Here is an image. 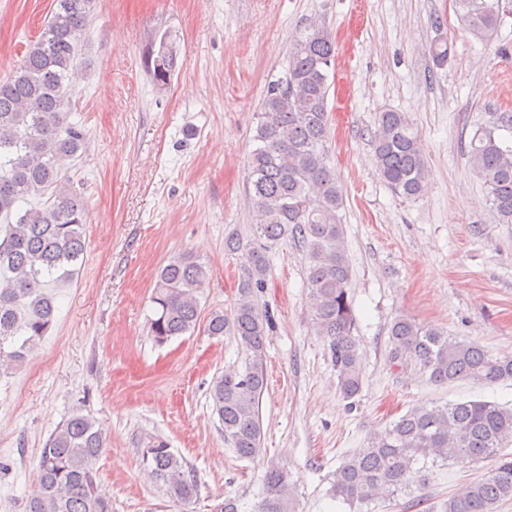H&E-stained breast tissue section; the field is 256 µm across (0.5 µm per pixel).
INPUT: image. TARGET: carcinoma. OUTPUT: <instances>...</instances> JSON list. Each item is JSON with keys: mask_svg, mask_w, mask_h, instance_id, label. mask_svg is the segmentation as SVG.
Masks as SVG:
<instances>
[{"mask_svg": "<svg viewBox=\"0 0 512 512\" xmlns=\"http://www.w3.org/2000/svg\"><path fill=\"white\" fill-rule=\"evenodd\" d=\"M53 3L51 17L19 67L0 79V369L17 366L24 350L46 336L56 311L47 287L73 278L86 248V209L61 163L77 157L87 144L85 128L68 121L65 108L80 71L81 37L94 0ZM454 6L468 31L488 43L512 15V0H454ZM335 48L327 28L311 25L293 45L284 77L270 82L258 113L256 146L246 160L251 234L226 243L242 260L236 306L232 320L213 312L205 324L207 335L230 336L241 351L242 369L224 372L211 387L224 441L241 459L262 454L259 403L267 384L270 320L257 293L266 288L269 251L281 239L289 236L306 248L310 309L336 369L339 392L353 403L362 391V357L352 336L351 267L340 216L343 187L327 150L329 62ZM449 51L445 38L430 46L439 66L447 63ZM144 64L153 84H169L177 68L170 37L162 36L158 49L146 50ZM504 131L512 135V113H492L473 131L466 153L498 223L512 224V139ZM371 143L377 172L392 192L418 197L427 169L408 113H378ZM33 198L38 204H31ZM22 203L29 208L21 209ZM208 280L209 269L190 253L160 269L149 320L156 344L195 331L199 295ZM388 345L392 363L412 365L434 385L512 378V356H494L478 343L450 337L409 316L391 323ZM510 444L512 408L488 401L422 404L346 456L332 475L330 492L351 506L368 507L391 490L402 493L420 485L424 478L415 465L422 459L469 465L496 457L493 468L443 502V512H496L512 500V458L503 454ZM105 445L92 417L72 414L41 449L26 512H112L96 468ZM142 458L173 499L186 505L197 497L191 468L165 439H150ZM252 512H297L295 484L285 466L267 467Z\"/></svg>", "mask_w": 512, "mask_h": 512, "instance_id": "carcinoma-1", "label": "carcinoma"}]
</instances>
